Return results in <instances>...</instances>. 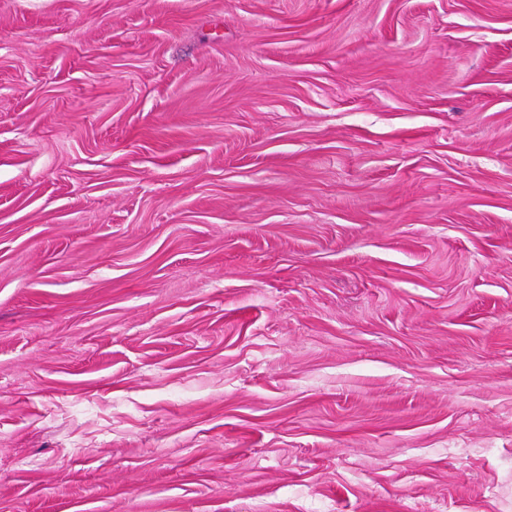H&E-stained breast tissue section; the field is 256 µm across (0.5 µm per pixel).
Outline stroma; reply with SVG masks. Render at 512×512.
<instances>
[{
    "mask_svg": "<svg viewBox=\"0 0 512 512\" xmlns=\"http://www.w3.org/2000/svg\"><path fill=\"white\" fill-rule=\"evenodd\" d=\"M0 512H512V0H0Z\"/></svg>",
    "mask_w": 512,
    "mask_h": 512,
    "instance_id": "1",
    "label": "stroma"
}]
</instances>
